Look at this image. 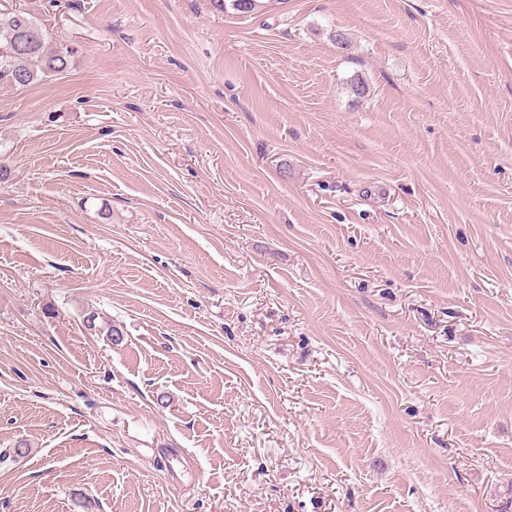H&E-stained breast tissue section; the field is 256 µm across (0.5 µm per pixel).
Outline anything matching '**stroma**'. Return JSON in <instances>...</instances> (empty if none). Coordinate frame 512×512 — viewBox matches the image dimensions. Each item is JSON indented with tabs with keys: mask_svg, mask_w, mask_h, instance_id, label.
Returning <instances> with one entry per match:
<instances>
[{
	"mask_svg": "<svg viewBox=\"0 0 512 512\" xmlns=\"http://www.w3.org/2000/svg\"><path fill=\"white\" fill-rule=\"evenodd\" d=\"M0 1V512H512V0ZM73 50L52 41L46 26L27 12L0 10V86L26 87L67 70Z\"/></svg>",
	"mask_w": 512,
	"mask_h": 512,
	"instance_id": "stroma-1",
	"label": "stroma"
}]
</instances>
